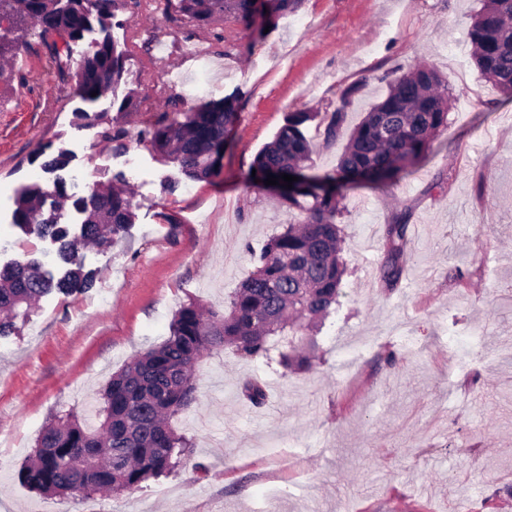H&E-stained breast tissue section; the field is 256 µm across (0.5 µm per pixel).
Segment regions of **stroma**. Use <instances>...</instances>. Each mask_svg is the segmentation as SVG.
<instances>
[{
    "label": "stroma",
    "mask_w": 512,
    "mask_h": 512,
    "mask_svg": "<svg viewBox=\"0 0 512 512\" xmlns=\"http://www.w3.org/2000/svg\"><path fill=\"white\" fill-rule=\"evenodd\" d=\"M481 0H302L265 35L214 17L196 22L166 0H116L108 32L123 80L83 101L50 42L29 27L0 68V265L21 255L53 269L57 246L13 223L25 186H49L45 157L65 152L63 224L83 221L71 196L122 176L135 222L118 244L84 249L81 294L42 298L0 340V512H512V102L481 78L468 28ZM430 64L453 99L448 129L420 176L388 192H350L341 219L344 294L310 366L283 373L232 352L196 366V401L177 428L191 460L131 493L60 500L18 471L52 414L94 416L92 393L169 335L175 311L224 307L251 251L294 216L245 180L288 113L331 112L362 90L353 127L390 78ZM241 90L240 120L215 177L186 178L135 134ZM112 125L132 135L118 148ZM443 191L426 195L436 174ZM415 206L401 281L380 279L383 229ZM464 271L457 279L456 271ZM395 365H388V353ZM266 403L251 405L243 381ZM209 465L200 477L196 463Z\"/></svg>",
    "instance_id": "stroma-1"
}]
</instances>
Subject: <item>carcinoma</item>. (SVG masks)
<instances>
[{
    "mask_svg": "<svg viewBox=\"0 0 512 512\" xmlns=\"http://www.w3.org/2000/svg\"><path fill=\"white\" fill-rule=\"evenodd\" d=\"M183 15L207 22L216 16L246 27L255 22L257 7L271 18L296 11L300 0H167ZM114 0H0V60L15 56L19 46L8 35L29 22L42 36L53 37L57 64L69 60L71 44L98 25H112ZM469 37L480 74L512 98V0H484L472 17ZM125 62L108 38L92 42L74 74L82 100L95 102L123 79ZM361 90L354 83L341 92L340 105L330 114L290 112L283 126L256 155L246 181L265 191L267 175L298 177L292 187L280 180L281 204L299 215L283 226L254 256V268L224 304V311L203 310L196 302L180 306L170 334L161 344L136 355L112 374L98 392L97 424L89 426L74 411L55 416L39 432L19 479L31 490L65 499L74 494L91 498L104 492L138 490L151 479L168 477L194 450L193 438L174 425L196 400L194 370L204 356L228 349L248 360L275 362L284 371L309 364L302 353L315 342L309 332L336 312L345 267L341 260L339 217L345 211L346 189L362 184L388 191L427 158L435 140L448 129L452 94L437 71L420 63L388 81L385 95L350 132L336 165L321 172L310 164L316 148L309 124L324 126L322 146H333L344 135L348 109ZM96 96H91V93ZM239 122L237 94L174 116L164 113L139 135L159 155L177 164L187 177H212L228 144L227 131ZM53 192L35 185L21 190L13 223L38 239L59 243L65 270L56 278L34 260L15 259L0 268V339L15 334L16 321L29 319L34 303L53 293L87 291L93 277L84 271L80 250L93 244L110 247L121 239L135 213L124 184L104 192L90 191L74 200L84 214L79 234L69 237L56 215L45 209ZM412 205L406 203L385 226L381 280L396 286L405 271L410 244ZM273 336L287 340L288 350L271 355ZM244 397L260 406L263 386L246 380Z\"/></svg>",
    "mask_w": 512,
    "mask_h": 512,
    "instance_id": "cac0c4a2",
    "label": "carcinoma"
}]
</instances>
